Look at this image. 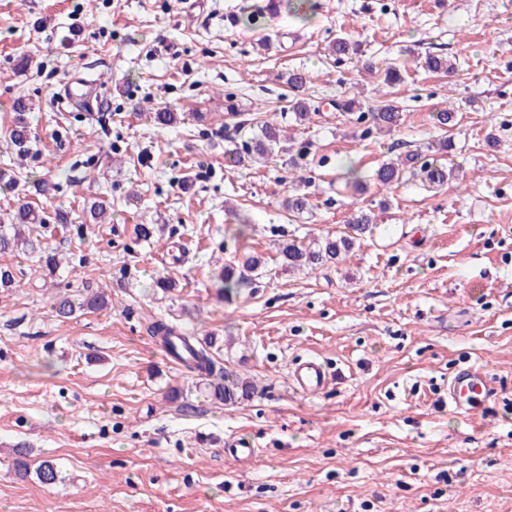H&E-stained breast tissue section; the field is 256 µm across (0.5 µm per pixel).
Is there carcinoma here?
<instances>
[{"instance_id":"1","label":"carcinoma","mask_w":512,"mask_h":512,"mask_svg":"<svg viewBox=\"0 0 512 512\" xmlns=\"http://www.w3.org/2000/svg\"><path fill=\"white\" fill-rule=\"evenodd\" d=\"M356 51L355 43L345 36L336 37L330 52L337 58L348 57ZM336 107L344 112H351L353 120L358 124H367L361 136L370 137L384 131H392L399 126L401 121V109L397 101L388 99L370 107L367 111H361V104L356 99H349ZM252 128V123L247 120L238 122V129L242 132L240 141L233 148L224 151L226 159L231 163L246 159L265 161L277 151H286V144L292 138L284 135V130L276 125L264 121L260 124V134L246 135L244 131ZM10 148L15 151L17 157L23 159L30 154L31 140L27 123L19 121L9 133ZM314 162L310 158V152L301 150L298 159L290 160V166L295 170L292 181L298 185L306 186L309 178L305 176L308 166ZM411 170L412 174L422 177V180L430 185L442 188L448 182L457 179L458 174L454 169L441 166L422 154L409 153L405 158L381 164L373 175L374 184L378 188L392 189L403 180L405 171ZM345 186L356 193L363 194L368 190L366 180L353 165H348L342 173ZM12 225L13 235L0 231V252L5 253L21 245L31 252L41 250V241L37 238H25L19 229L23 224H48L47 216L42 210L26 206L19 210ZM354 246V238L346 235L339 238L327 237L319 242H313L307 246L290 239L278 244V253L282 259V266L288 270L307 268L317 270L330 263L342 259ZM261 275V260L257 256H244L243 261L224 265V271L218 276L216 292L224 300L230 301L242 288H248L255 284ZM149 331L152 336L158 338L161 345L169 348L173 340L178 339L184 343L191 353L190 361L185 364L186 369L199 376L210 377L215 370L214 342L204 345L194 343V337L182 333L178 327L157 320L153 322ZM214 399L225 404H235L242 399H247L253 394L254 386L251 381L232 373L224 374V381L211 385ZM38 480L44 484H52L56 481L58 472L55 462L51 459L41 461L36 470Z\"/></svg>"}]
</instances>
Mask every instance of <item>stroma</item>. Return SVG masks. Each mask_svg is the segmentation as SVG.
<instances>
[{
  "instance_id": "stroma-1",
  "label": "stroma",
  "mask_w": 512,
  "mask_h": 512,
  "mask_svg": "<svg viewBox=\"0 0 512 512\" xmlns=\"http://www.w3.org/2000/svg\"><path fill=\"white\" fill-rule=\"evenodd\" d=\"M253 2L0 0V168L19 179L0 192V225L24 203L69 215L68 229L26 230L62 258L55 272L36 254L0 255L14 275L0 288V512H512V0H314L306 22L279 0L230 24ZM340 34L359 48L339 63L328 47ZM429 53L457 71L417 67ZM367 61L401 67L403 121L363 140L336 104L377 103ZM292 70L318 109L302 126ZM83 80L99 104L62 103ZM444 108L455 122L442 131ZM163 109L182 121L158 128ZM240 116L275 118L323 159L303 213L283 206L288 154L225 160ZM20 118L32 131L21 162L6 147ZM443 137L437 160L462 188L410 177L358 195L340 177ZM101 200L110 214L96 224ZM367 208L376 223L345 259L281 267L279 241L343 234ZM140 224L162 230L144 241ZM246 253L266 274L224 301L215 279ZM93 291L107 309H51ZM155 320L213 339L218 368L255 393L214 400L151 337ZM309 355L334 374L317 397L289 383ZM460 363L500 387L489 409H449ZM233 437L258 448L252 464L225 456ZM19 448L30 467L54 460L58 481L19 477Z\"/></svg>"
}]
</instances>
